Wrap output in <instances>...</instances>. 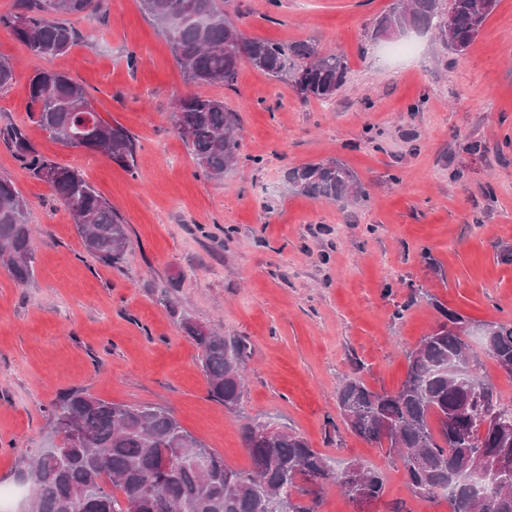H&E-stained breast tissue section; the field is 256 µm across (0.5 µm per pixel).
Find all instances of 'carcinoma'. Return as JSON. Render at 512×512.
I'll return each instance as SVG.
<instances>
[{
	"instance_id": "carcinoma-1",
	"label": "carcinoma",
	"mask_w": 512,
	"mask_h": 512,
	"mask_svg": "<svg viewBox=\"0 0 512 512\" xmlns=\"http://www.w3.org/2000/svg\"><path fill=\"white\" fill-rule=\"evenodd\" d=\"M93 0H23L18 11L0 16V24L25 43L36 58L66 53L78 32L64 17L86 13ZM144 12L161 31L196 85L231 86L245 62L276 79H288L304 97L332 98L348 80L342 54H322L315 44L282 45L250 40L226 18L219 0H141ZM496 0H394L374 29L404 35L410 29L433 31L454 53L464 52L479 35ZM33 120L58 142L103 152L123 169L138 173L139 145L123 126L92 111L87 91L68 74L36 69L30 80ZM174 127L209 180L221 181L238 155L241 124L221 99L198 94L177 100ZM8 144L32 177L46 182L69 210L85 248L118 268L129 250L126 226L112 206L76 170L41 155L24 129L0 127ZM296 193L357 204L366 198L355 172L339 159L310 162L284 174ZM34 229L28 205L7 177L0 176V263L19 284L33 275ZM163 302L178 317L180 329L199 350L200 367L211 399L238 411L244 395L243 372L251 357L244 341L217 334L176 310L169 294ZM442 320L406 352L407 374L398 389L375 391L358 379L336 391L342 418L355 434L379 444L402 463L405 485L416 498L448 499L452 512H512V470L489 482L478 476L466 435L472 422L464 406L480 401L486 420L477 436L485 456L512 454L499 429L498 416L512 412V400L481 374L469 354L472 321L443 305ZM483 340L499 368L512 367V322H489ZM76 423L87 442L71 440L66 424ZM268 422L248 418L240 426L250 468L235 469L165 409L127 405L95 397L84 389L62 392L51 411L54 435L68 448L59 462L39 453L28 478L35 486L32 512H81L80 496L93 501L88 512H320L331 487L350 500L374 502L385 490L383 474L352 460L361 482L298 433L280 430L267 437ZM170 464L165 483L155 487L161 462Z\"/></svg>"
}]
</instances>
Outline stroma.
<instances>
[{
  "label": "stroma",
  "mask_w": 512,
  "mask_h": 512,
  "mask_svg": "<svg viewBox=\"0 0 512 512\" xmlns=\"http://www.w3.org/2000/svg\"><path fill=\"white\" fill-rule=\"evenodd\" d=\"M392 0H222L251 40L314 41L348 60L349 81L328 100L302 99L288 80L243 65L234 85L187 83L140 0H96L70 17L80 36L30 65L0 26V59L14 80L0 91V126H21L45 157L78 170L123 219L122 268L87 252L68 210L0 141L10 178L36 224L33 278L0 268V487L9 512H29L31 458L51 442L58 395L168 409L226 465L245 469L240 425L270 420L338 462L380 470L386 492L360 508L328 491L320 512H450L446 498H407L399 462L353 434L336 404L342 379L375 390L403 381L405 354L441 315L512 320V0H497L458 55L430 32H409L415 55H391L372 32ZM82 84L98 115L137 139L139 169L62 145L28 110L34 68ZM218 98L238 112L243 138L223 180L206 179L174 131V103ZM345 162L366 199L352 206L288 191L284 171ZM173 286L174 308L160 301ZM248 343L238 414L207 392L198 351L174 311Z\"/></svg>",
  "instance_id": "obj_1"
}]
</instances>
